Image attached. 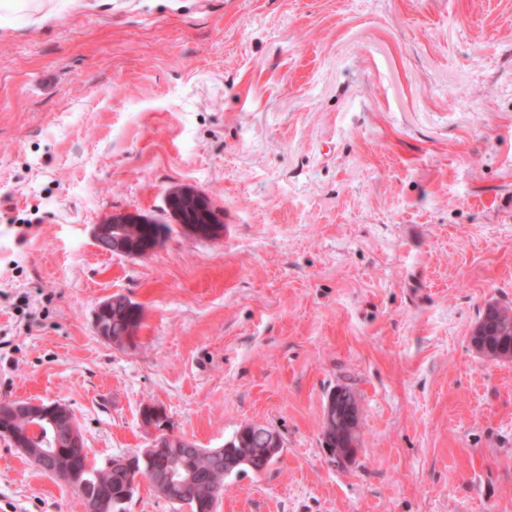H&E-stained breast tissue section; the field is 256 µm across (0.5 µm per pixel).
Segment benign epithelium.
I'll list each match as a JSON object with an SVG mask.
<instances>
[{
  "instance_id": "obj_1",
  "label": "benign epithelium",
  "mask_w": 512,
  "mask_h": 512,
  "mask_svg": "<svg viewBox=\"0 0 512 512\" xmlns=\"http://www.w3.org/2000/svg\"><path fill=\"white\" fill-rule=\"evenodd\" d=\"M165 205L182 234L211 241L223 236V210L197 188L183 185L169 190L165 196ZM155 223L156 220L141 214L112 212L94 225L92 236L96 246L109 255L141 258L156 250L163 241V237L155 232ZM118 302L123 303L133 315L141 314L140 308L128 297L113 295L98 306L94 313L93 327L98 336L114 347L126 348L131 346L127 331L119 332L116 337L112 335L110 307ZM164 415L163 408L157 405L145 410L141 421L143 428L151 435L148 446L132 455L110 460L107 467L121 466L133 476L127 484L126 496L129 497L137 490L141 479V475L136 473V460L145 462L151 469V481L157 494L187 508L191 499L195 497L192 475L185 470L176 472L172 459L194 454L199 448L185 437L179 439L169 434L167 440H162L161 431L169 429V425L164 423ZM21 416L32 420V424L26 427L22 437L14 433L9 426L10 421ZM0 418L3 419L0 423V434L11 438L23 455L34 460L38 458L47 464L46 470L50 472L53 471L50 464L64 459L67 449L82 446L74 416L61 403L16 400L0 406ZM323 419L322 439L324 444L328 445V455L338 465L354 462L361 449L359 439L354 437V431L360 421L356 397L341 389L332 390L327 397ZM36 421H46L50 425L52 440L46 448H33L29 442L32 433L38 430L34 425ZM342 435L348 439L346 447H330V444ZM268 442V447L258 449L257 455L266 461H273L281 451L278 433H271ZM111 508V499L105 492H99L86 500V512H109Z\"/></svg>"
}]
</instances>
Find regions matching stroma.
<instances>
[{
    "instance_id": "obj_1",
    "label": "stroma",
    "mask_w": 512,
    "mask_h": 512,
    "mask_svg": "<svg viewBox=\"0 0 512 512\" xmlns=\"http://www.w3.org/2000/svg\"><path fill=\"white\" fill-rule=\"evenodd\" d=\"M52 4L0 13V400L66 405L100 464L147 446V404L201 448L279 433L216 512H512V361L470 343L512 306V0ZM177 185L221 239L97 249ZM115 293L124 349L93 328ZM0 512L85 508L0 438ZM131 224H139L143 235L132 234ZM153 224H157L163 236L171 230L168 224H160L141 214L112 212L94 224L92 236L96 246L109 255L141 258L156 250L163 241V237L155 232ZM116 303H118V306L116 308H112L113 333L115 328L124 326L129 322H132L134 332L139 330L141 327V321L138 319L131 320L129 313L126 311L123 304L127 307L128 311H131L136 317L138 315L142 316V312L135 303H133L128 297L124 295L110 296L98 306L94 313L93 327L98 336L111 343L114 347H130L132 344L131 339L127 337L130 336L128 331H120L118 333V337H114L112 335V319L110 318V307L112 304ZM344 411L347 413L345 428L341 424V415ZM323 413L322 439L328 455L337 465L343 466L354 462L361 449L359 439L354 437V431L360 421V410L356 397L341 389H334L327 397ZM335 418L336 428L334 427ZM341 435L348 439V442L345 441L346 448L342 444L340 448H336V446L332 448V446L328 445L329 443L333 445L336 438H339ZM356 435H359V427H357ZM272 429L265 427L256 423H246L241 426L233 436L224 443L227 444L224 448V451L227 450L231 452L233 449V455L228 460H235L236 456H239V459L242 460L237 469L233 474L237 475L238 473H248L251 472L254 475H258L263 473L268 466L258 464L257 462H253L251 459L253 448H259L257 450V455L260 456L265 461H273L275 460L281 451V440L277 432L271 433ZM271 434L268 438V435ZM267 439L269 442L267 448ZM231 445V446H230ZM232 474V475H233Z\"/></svg>"
}]
</instances>
